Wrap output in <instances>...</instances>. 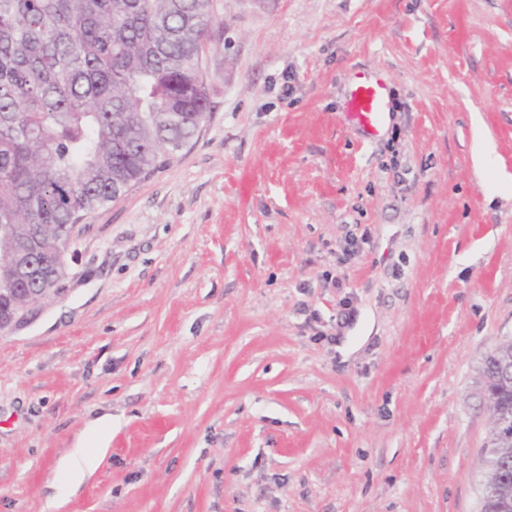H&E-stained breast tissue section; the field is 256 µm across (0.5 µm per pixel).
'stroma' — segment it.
<instances>
[{"mask_svg": "<svg viewBox=\"0 0 512 512\" xmlns=\"http://www.w3.org/2000/svg\"><path fill=\"white\" fill-rule=\"evenodd\" d=\"M211 9L199 134L0 328V512H480V372L512 336V0ZM363 73L393 103L372 141ZM106 414L97 471L55 481ZM357 79L350 93L349 110L364 134L373 139L380 135L390 117L392 107L389 88L377 76L364 74Z\"/></svg>", "mask_w": 512, "mask_h": 512, "instance_id": "35a3bbf8", "label": "stroma"}]
</instances>
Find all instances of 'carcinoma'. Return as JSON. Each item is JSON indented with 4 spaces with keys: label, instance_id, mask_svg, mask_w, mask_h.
<instances>
[{
    "label": "carcinoma",
    "instance_id": "carcinoma-1",
    "mask_svg": "<svg viewBox=\"0 0 512 512\" xmlns=\"http://www.w3.org/2000/svg\"><path fill=\"white\" fill-rule=\"evenodd\" d=\"M208 0H0V259L25 240L48 259L0 272V322L57 292L74 225L167 166L208 109L199 51ZM494 427L481 512H512V338L486 357Z\"/></svg>",
    "mask_w": 512,
    "mask_h": 512
}]
</instances>
